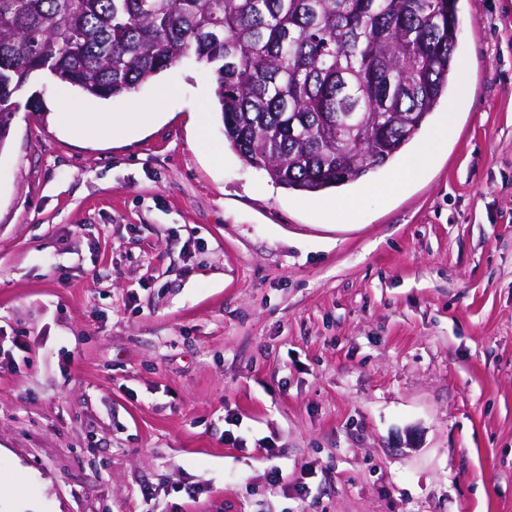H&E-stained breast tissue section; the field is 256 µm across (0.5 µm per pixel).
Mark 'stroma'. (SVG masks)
Returning <instances> with one entry per match:
<instances>
[{
    "label": "stroma",
    "mask_w": 512,
    "mask_h": 512,
    "mask_svg": "<svg viewBox=\"0 0 512 512\" xmlns=\"http://www.w3.org/2000/svg\"><path fill=\"white\" fill-rule=\"evenodd\" d=\"M458 27L466 80L405 150L450 111L447 143L392 195V163L330 190L352 223L226 149L204 65L84 99L160 115L109 138L29 84L46 109L0 148V344L25 343L0 512H512V0ZM73 112L64 113L65 123L69 130L76 136H96L109 137L112 136L113 124L106 119H97L93 125L88 122L86 112H80L77 103H72Z\"/></svg>",
    "instance_id": "35a3bbf8"
}]
</instances>
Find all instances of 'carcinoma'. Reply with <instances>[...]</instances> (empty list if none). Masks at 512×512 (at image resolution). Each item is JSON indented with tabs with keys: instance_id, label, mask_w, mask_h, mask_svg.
<instances>
[{
	"instance_id": "obj_1",
	"label": "carcinoma",
	"mask_w": 512,
	"mask_h": 512,
	"mask_svg": "<svg viewBox=\"0 0 512 512\" xmlns=\"http://www.w3.org/2000/svg\"><path fill=\"white\" fill-rule=\"evenodd\" d=\"M457 0H0V149L45 74L111 99L193 58L224 137L282 187L319 193L385 165L453 70Z\"/></svg>"
}]
</instances>
